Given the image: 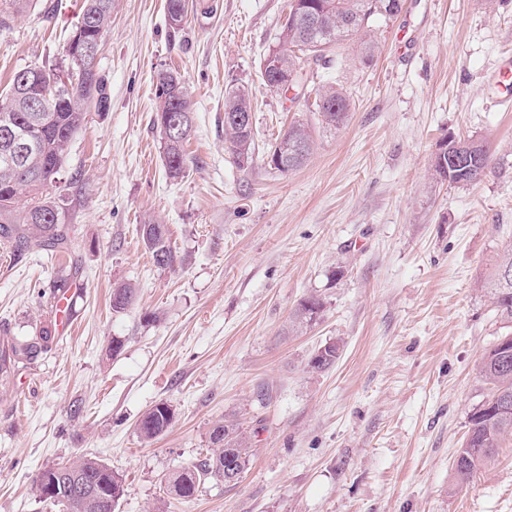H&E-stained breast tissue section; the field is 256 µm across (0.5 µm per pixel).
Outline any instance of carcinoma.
<instances>
[{
    "instance_id": "obj_1",
    "label": "carcinoma",
    "mask_w": 512,
    "mask_h": 512,
    "mask_svg": "<svg viewBox=\"0 0 512 512\" xmlns=\"http://www.w3.org/2000/svg\"><path fill=\"white\" fill-rule=\"evenodd\" d=\"M403 0H296V5L307 11L319 13L320 22L315 28L303 25L289 14L278 34L276 51L281 53L284 67L298 74L299 56L309 53L327 58L338 44L360 38L377 17L393 18L401 8L390 7V2ZM7 12L0 11V27L8 24L12 15H22L35 7V0H3ZM166 16L179 18L170 24L181 28L188 10V0H166ZM112 0H82L81 18L89 21L86 30L90 35H104L110 23ZM78 47L68 43L65 65L53 68H25L15 72L10 84L0 93V238L19 247L32 242L53 255L67 250L64 220L67 201L60 190L61 168L64 167L70 142L83 128L85 108L107 107L108 97L104 79L97 69L88 70L83 58L77 55ZM190 106L181 77L169 71L166 77L157 78L156 105L153 123L157 127L178 115V109ZM322 123L337 128L345 123L350 110V98L345 91L333 85L316 92L313 102ZM251 111L249 95L242 89L231 90L224 100V135L236 156V161L251 163L253 160V127H237L229 118ZM23 135L33 142L35 149L17 167H6L3 150L9 146L3 138L5 128ZM193 121L183 127L181 139L174 145L163 143V165L166 175L175 180L186 172L185 145L192 133ZM475 164L467 169L453 162L455 137L442 141L448 155L446 164L432 163L436 179L458 187L476 185L489 172L490 150L487 143L468 138ZM311 130L295 122L278 139L267 153V164L273 170L287 172L301 166L311 154ZM142 238L152 253L155 264L171 267L175 255L170 246L166 225L149 219L141 225ZM493 299L498 318L508 333L499 337L486 350L479 367V375L487 385L486 399L473 407L468 417V430L454 460L457 484H466L476 466L490 457L500 447L503 437L512 434V249L501 258L495 276L486 283ZM134 298V288L118 284L112 288V310L125 311ZM322 300L314 295L303 299L293 315L294 329H300L320 319ZM51 337L50 330L24 342L0 338V375L8 373L19 359L37 357ZM338 358L336 348L323 355H313L308 366L317 371L330 368ZM175 412L160 402L141 418L139 432L146 441L163 435L171 426ZM224 432V442L216 444L214 454L204 461L185 467L168 479L170 494L190 499L201 482L207 478L225 480L227 462L238 471L247 468L251 449L247 436L236 428L217 423L213 430ZM65 473L51 469L41 470L35 478L38 494L52 488L49 503L59 512H115L117 502L114 491L123 486V478L107 465L93 458L77 457L63 464Z\"/></svg>"
}]
</instances>
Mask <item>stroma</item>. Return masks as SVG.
<instances>
[{"mask_svg": "<svg viewBox=\"0 0 512 512\" xmlns=\"http://www.w3.org/2000/svg\"><path fill=\"white\" fill-rule=\"evenodd\" d=\"M218 2L214 14L190 7L175 30L165 0H114L98 55L109 104L87 110L62 172L65 258L0 245V335L51 331L45 352L0 381V512H56L34 479L79 456L123 477L116 512H512V436L463 487L452 466L500 333L481 283L512 248V112L489 82L512 56V0H404L368 28L372 59L355 40L329 63L304 55L301 85L282 94L261 67L288 0ZM79 6L37 0L0 28V89L20 69L61 62ZM168 69L194 117L178 180L153 124ZM325 85L350 95L333 131L312 108ZM233 86L252 103L245 169L224 139ZM296 121L312 131L310 159L270 169L269 145ZM448 135L487 142L492 171L479 185L434 181ZM148 216L168 227L173 267L143 243ZM65 262L78 272L61 322L53 282ZM120 282L136 296L117 313ZM311 295L320 319L292 332ZM333 341L335 365L310 369ZM160 402L175 418L148 443L138 423ZM224 420L249 439L245 473L206 480L186 501L169 494V475L212 456Z\"/></svg>", "mask_w": 512, "mask_h": 512, "instance_id": "obj_1", "label": "stroma"}]
</instances>
